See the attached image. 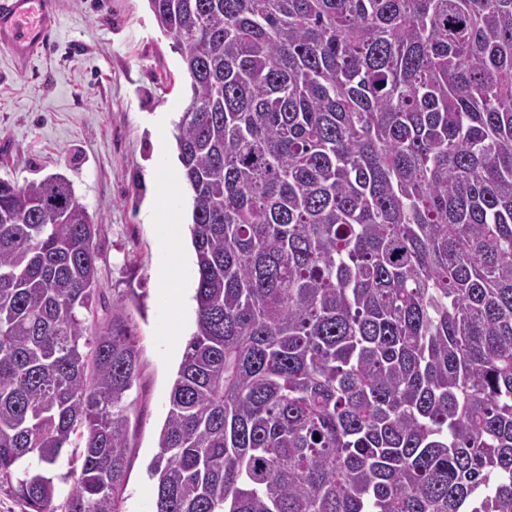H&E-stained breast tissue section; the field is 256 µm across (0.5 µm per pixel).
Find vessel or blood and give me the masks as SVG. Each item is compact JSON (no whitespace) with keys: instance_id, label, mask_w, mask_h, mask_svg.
<instances>
[{"instance_id":"vessel-or-blood-1","label":"vessel or blood","mask_w":512,"mask_h":512,"mask_svg":"<svg viewBox=\"0 0 512 512\" xmlns=\"http://www.w3.org/2000/svg\"><path fill=\"white\" fill-rule=\"evenodd\" d=\"M55 26L56 0H0V47L18 57L41 52Z\"/></svg>"}]
</instances>
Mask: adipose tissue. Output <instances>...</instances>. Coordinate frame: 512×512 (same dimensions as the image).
I'll use <instances>...</instances> for the list:
<instances>
[{"mask_svg": "<svg viewBox=\"0 0 512 512\" xmlns=\"http://www.w3.org/2000/svg\"><path fill=\"white\" fill-rule=\"evenodd\" d=\"M176 199L162 194L152 212V221L157 226V235L164 248L158 278L165 288V297L172 310H179L181 299L187 289L189 270L187 257L179 248L181 224L176 216Z\"/></svg>", "mask_w": 512, "mask_h": 512, "instance_id": "ef3b65f1", "label": "adipose tissue"}]
</instances>
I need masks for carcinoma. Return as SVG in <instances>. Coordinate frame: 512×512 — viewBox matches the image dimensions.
I'll use <instances>...</instances> for the list:
<instances>
[{"label":"carcinoma","instance_id":"obj_1","mask_svg":"<svg viewBox=\"0 0 512 512\" xmlns=\"http://www.w3.org/2000/svg\"><path fill=\"white\" fill-rule=\"evenodd\" d=\"M148 3L197 305L151 512H512V0ZM101 232L65 177L0 180L24 512H122L141 358L123 304L93 318ZM70 466L67 464V458L61 459L51 471L50 475L54 477V482L59 489V498L56 502L57 505L62 504L67 495L68 490L74 483L77 475L70 473Z\"/></svg>","mask_w":512,"mask_h":512}]
</instances>
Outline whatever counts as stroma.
I'll return each mask as SVG.
<instances>
[{
    "mask_svg": "<svg viewBox=\"0 0 512 512\" xmlns=\"http://www.w3.org/2000/svg\"><path fill=\"white\" fill-rule=\"evenodd\" d=\"M51 49L22 59L0 48V180L24 184L66 177L103 225L98 316L124 304L142 370L128 394L133 447L123 512H150L147 466L158 451L168 392L196 302L182 309V333L156 275L161 262L150 210L161 191L181 201L184 182H162L177 164L174 126L188 103L181 58L161 34L147 0H57Z\"/></svg>",
    "mask_w": 512,
    "mask_h": 512,
    "instance_id": "1",
    "label": "stroma"
}]
</instances>
